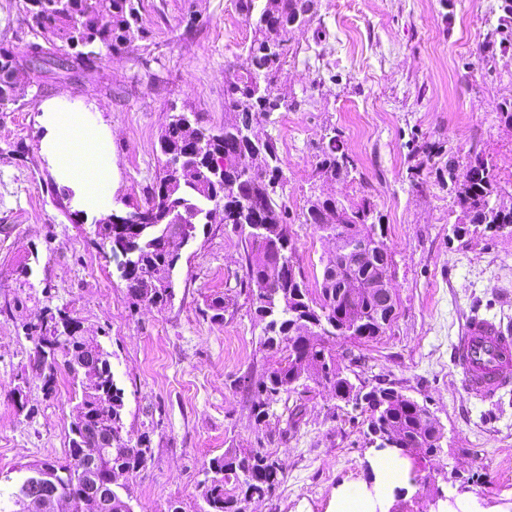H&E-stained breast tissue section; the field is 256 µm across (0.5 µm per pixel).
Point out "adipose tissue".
Masks as SVG:
<instances>
[{"instance_id":"1","label":"adipose tissue","mask_w":512,"mask_h":512,"mask_svg":"<svg viewBox=\"0 0 512 512\" xmlns=\"http://www.w3.org/2000/svg\"><path fill=\"white\" fill-rule=\"evenodd\" d=\"M45 136L41 147L59 178L76 189L83 207L105 214L113 207L112 143L100 128L80 122L58 101L45 102ZM373 488L344 485L336 495L335 512H390L393 492L407 479L408 466L382 454L370 462Z\"/></svg>"}]
</instances>
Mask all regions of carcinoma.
Listing matches in <instances>:
<instances>
[{
    "label": "carcinoma",
    "instance_id": "carcinoma-1",
    "mask_svg": "<svg viewBox=\"0 0 512 512\" xmlns=\"http://www.w3.org/2000/svg\"><path fill=\"white\" fill-rule=\"evenodd\" d=\"M245 21L253 29L247 47L252 69L229 73L224 90V107L237 113L235 123L224 126V137L207 142L208 154L221 159L224 178L212 179L205 166L193 158L198 141L210 135L199 119L180 112L171 116L162 130L161 153L174 150L190 158L177 165L165 159L162 172L147 192L141 209L155 228L142 238L130 224L107 222L99 234L116 255L126 252L122 278L133 303H148L162 309L175 294L173 272L181 258L185 241L196 238L198 226L210 223L214 200H223L224 223L247 233V278L252 288L253 314L264 324L261 344L279 355V361L249 377L261 399L251 411L257 424L266 423L271 405L290 393L293 386L311 377L329 388L337 399H358L355 386L336 368V344L343 336L369 342L385 333L391 324L396 301L380 306L381 296L373 289L377 266L343 254L333 253L323 261L321 288H307L295 262V248L286 227L285 210L277 202L281 184L280 158L275 144L267 139L249 141L237 135L281 109L273 95L276 74L286 63L297 30L305 27L315 13L316 0H238ZM29 25L34 37L23 54L0 46V71L19 61L40 57L43 71L34 76L38 86L59 75L44 58L48 43L78 44L77 70L84 73L101 56V48L119 50L126 43L148 34L136 0H30ZM474 178L463 189H454V203L463 215L462 223L494 231L512 224V205L501 201L502 192L489 162L481 155L469 157ZM319 178L328 181L346 178L355 169L354 161L341 149L336 137L321 146ZM372 203L365 199L346 206L331 194L313 193L307 200L305 223L328 237L341 228L350 237L365 236L386 252L383 227L371 222ZM345 280L356 283L351 296L339 294ZM66 312L47 309L43 318L30 325L28 338L34 346L32 370L46 394L53 393L57 377L68 375L71 401L83 410L80 421H72L69 455L64 462H32L31 469L17 468L14 475L0 478V512H27L30 487L41 484L47 498L65 502L70 512H86L82 498L88 485L103 491L98 512H134L130 500L107 485L109 472H134L150 456L149 433L137 438L123 435L124 397L114 380L111 357L101 341L95 349L102 357L97 381L84 385L76 381V367L88 350V340L79 333L62 337L58 330ZM49 348L52 359L39 358ZM371 430H388L395 436L400 455L422 451L434 456L442 451V433L425 406L395 388L375 387L364 395ZM112 409V447L94 463L79 465L82 445L90 443L102 411ZM203 493L205 507L200 512H245V503L272 493L283 481V472L272 455L262 448L242 453L227 452L210 461Z\"/></svg>",
    "mask_w": 512,
    "mask_h": 512
}]
</instances>
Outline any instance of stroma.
Wrapping results in <instances>:
<instances>
[{
	"mask_svg": "<svg viewBox=\"0 0 512 512\" xmlns=\"http://www.w3.org/2000/svg\"><path fill=\"white\" fill-rule=\"evenodd\" d=\"M25 6L0 0V45L19 53L33 38ZM138 9L145 38L103 51L92 76L48 81L0 111V473L68 456L70 383L59 376L44 393L25 330L44 308H60L111 353L125 433L150 434V458L126 480L134 512H199L210 461L248 448L270 452L284 480L246 512H329L339 487L373 484L368 414L308 379L256 425L257 395L242 378L277 357L259 344L244 233L206 225L182 252L172 304H133L98 233L105 215L70 197L42 154L46 100L103 127L122 214L144 203L164 162L171 113H197L215 132L234 120L226 77L248 68L253 36L237 0H139ZM274 90L283 106L254 131L285 156L280 199L308 288L335 250L304 222L312 187L347 205L369 199L393 257L392 323L374 341L337 339L336 365L361 392L391 386L416 399L442 428L441 454L409 458L398 512H449L469 498L512 512V387L471 397L451 360L469 316L512 328V231L455 232L461 213L442 183L449 158L478 153L512 201V123L496 110L512 101V0H317ZM328 135L356 169L325 183L316 167ZM21 265L28 281L16 275ZM217 296L220 320L208 307Z\"/></svg>",
	"mask_w": 512,
	"mask_h": 512,
	"instance_id": "1",
	"label": "stroma"
}]
</instances>
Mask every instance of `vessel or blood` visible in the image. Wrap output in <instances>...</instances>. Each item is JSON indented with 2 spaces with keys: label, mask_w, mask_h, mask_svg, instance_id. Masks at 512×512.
I'll return each mask as SVG.
<instances>
[{
  "label": "vessel or blood",
  "mask_w": 512,
  "mask_h": 512,
  "mask_svg": "<svg viewBox=\"0 0 512 512\" xmlns=\"http://www.w3.org/2000/svg\"><path fill=\"white\" fill-rule=\"evenodd\" d=\"M452 361L471 396L493 398L512 385V330L476 315L467 318L452 346Z\"/></svg>",
  "instance_id": "b4317fda"
}]
</instances>
